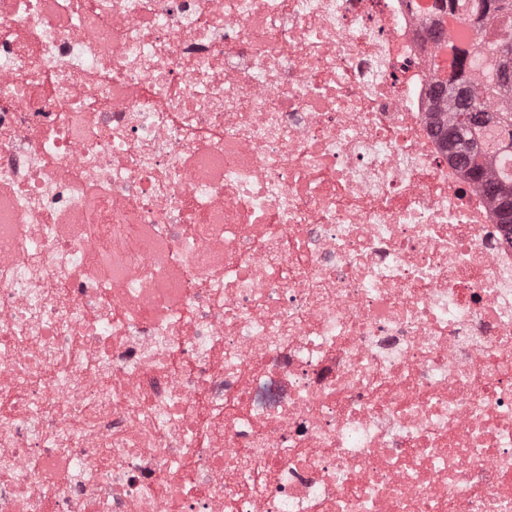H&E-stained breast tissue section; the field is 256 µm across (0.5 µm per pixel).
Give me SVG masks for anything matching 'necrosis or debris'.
I'll return each instance as SVG.
<instances>
[{
	"label": "necrosis or debris",
	"mask_w": 512,
	"mask_h": 512,
	"mask_svg": "<svg viewBox=\"0 0 512 512\" xmlns=\"http://www.w3.org/2000/svg\"><path fill=\"white\" fill-rule=\"evenodd\" d=\"M431 0H0V512H512V226Z\"/></svg>",
	"instance_id": "1"
}]
</instances>
